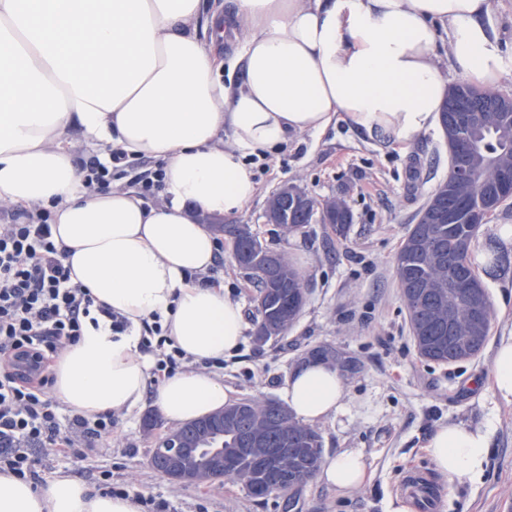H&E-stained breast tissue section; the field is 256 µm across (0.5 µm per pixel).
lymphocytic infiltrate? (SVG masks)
<instances>
[{
	"label": "lymphocytic infiltrate",
	"instance_id": "f902f5d3",
	"mask_svg": "<svg viewBox=\"0 0 512 512\" xmlns=\"http://www.w3.org/2000/svg\"><path fill=\"white\" fill-rule=\"evenodd\" d=\"M83 173L87 191H105L113 179L130 174L148 197L163 188L165 163L157 160L144 170L125 151L113 149L108 161L84 166ZM50 219L47 209L18 208L0 224V472L30 482L37 479L38 453L65 455L79 445L111 444L112 413L63 414L51 397L50 365L79 341L93 315L109 318L113 333L129 328L124 317L72 282L67 253L55 244ZM140 347L154 354L152 374L158 379L186 362L157 322L144 325Z\"/></svg>",
	"mask_w": 512,
	"mask_h": 512
}]
</instances>
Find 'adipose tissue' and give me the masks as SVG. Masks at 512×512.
I'll list each match as a JSON object with an SVG mask.
<instances>
[{
  "label": "adipose tissue",
  "instance_id": "ef3b65f1",
  "mask_svg": "<svg viewBox=\"0 0 512 512\" xmlns=\"http://www.w3.org/2000/svg\"><path fill=\"white\" fill-rule=\"evenodd\" d=\"M203 14V0H0V201L50 209L55 243L73 281L125 317L86 328L51 367L53 397L86 417L128 415L153 403L175 423L220 411L231 391L197 361L235 351L241 301L200 274L215 240L199 215L229 217L257 191L247 159L323 133L352 130L406 150L434 126L448 93L435 47L447 34L451 68L479 89L498 87L503 62L488 23L491 0H233ZM212 30L198 36V21ZM244 29L221 74L225 32ZM104 147L165 162L160 207L133 191L87 192L69 151L72 131ZM230 131L231 142L219 141ZM159 315L190 367L153 381L139 348L144 320ZM281 397L313 425L345 408L339 370L312 359L292 371ZM491 427L438 426L426 444L448 480L479 478ZM372 478L364 456L344 452L319 481L340 492ZM0 512H140L134 497L92 492L72 475L44 491L0 473Z\"/></svg>",
  "mask_w": 512,
  "mask_h": 512
}]
</instances>
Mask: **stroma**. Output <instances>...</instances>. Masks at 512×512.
Segmentation results:
<instances>
[{
    "mask_svg": "<svg viewBox=\"0 0 512 512\" xmlns=\"http://www.w3.org/2000/svg\"><path fill=\"white\" fill-rule=\"evenodd\" d=\"M499 36L505 72L498 87L512 96V0H492L489 16ZM258 193L232 216L261 241L285 253L300 269L308 295L293 326L278 339L257 343L253 289L232 259L218 268L226 292L242 300L245 330L239 349L224 359L221 380L233 400L279 399L289 372L324 348L352 360L343 369V414L314 424L329 459L359 451L372 473L360 489L340 493L317 479L260 500L240 482L217 478L201 484L170 481L150 465L157 432L145 430L144 412L114 420L108 447L76 448L68 457L43 456L39 489L60 474L95 485L100 471L116 483L169 501L172 512H393L402 476L434 471L425 444L439 425L492 424L489 464L480 482L444 486L442 512H503L512 505V405L487 386L495 349L512 337V270L481 274L493 309L488 342L478 357L456 365L420 358L412 339L396 274L400 248L437 184L448 175V145L441 126L421 134L407 151L360 136L342 121L319 135L304 133L272 152L267 169H255ZM300 187L317 201L344 197L353 213L345 236L326 224L290 234L266 223L268 197L282 184Z\"/></svg>",
    "mask_w": 512,
    "mask_h": 512,
    "instance_id": "35a3bbf8",
    "label": "stroma"
}]
</instances>
